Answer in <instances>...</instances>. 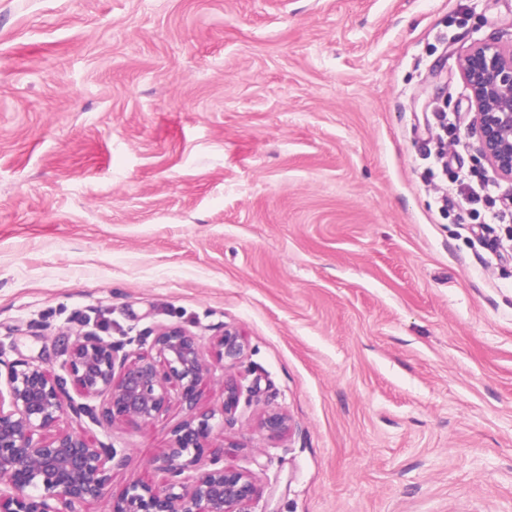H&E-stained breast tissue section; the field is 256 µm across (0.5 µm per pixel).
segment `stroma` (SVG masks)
I'll return each instance as SVG.
<instances>
[{"instance_id":"1","label":"stroma","mask_w":512,"mask_h":512,"mask_svg":"<svg viewBox=\"0 0 512 512\" xmlns=\"http://www.w3.org/2000/svg\"><path fill=\"white\" fill-rule=\"evenodd\" d=\"M480 42L512 46V0H0V355L61 376L81 333L180 325L197 412L260 385L204 450L255 471L253 512H512V255L419 169L437 98L479 165ZM188 416L63 414L46 438L122 457L77 512L163 484ZM219 356L224 366L241 365L246 356L248 345L241 334L233 328H224L218 341Z\"/></svg>"}]
</instances>
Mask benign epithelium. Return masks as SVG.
<instances>
[{"label": "benign epithelium", "mask_w": 512, "mask_h": 512, "mask_svg": "<svg viewBox=\"0 0 512 512\" xmlns=\"http://www.w3.org/2000/svg\"><path fill=\"white\" fill-rule=\"evenodd\" d=\"M460 72L475 112L479 156L500 177L512 180V47L477 44L461 61ZM147 340L151 344L146 354L124 350ZM218 346L228 367L242 364L248 348L233 328L224 329ZM64 355L74 385L84 397L101 399L103 415L114 422H154L174 397L192 411L174 431L160 465L165 484H131L112 503V512H251L260 497L252 471L226 465L214 455L206 470L186 474L202 463L216 427L214 413H193L206 373L194 334L181 326H162L113 344L87 331ZM66 384L65 378L52 377L37 364L0 356V386L6 387L0 389V512H75V504L105 494L117 449L109 444L93 447L72 434L43 437L42 431L64 412L78 417L89 413L87 405L67 399ZM257 393L254 384L226 385L221 422L231 419L240 404L251 405ZM261 427L278 437L288 420L270 410Z\"/></svg>", "instance_id": "7a95c632"}]
</instances>
